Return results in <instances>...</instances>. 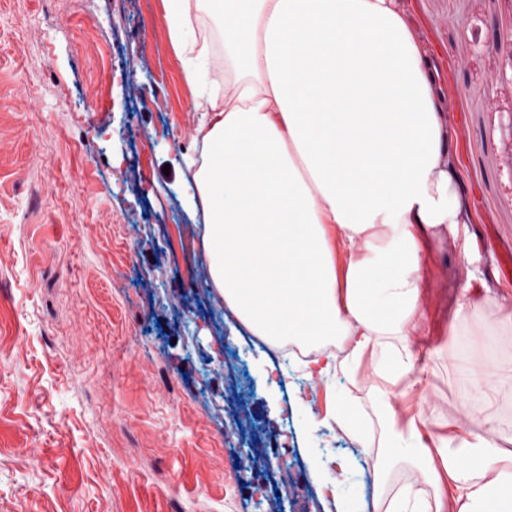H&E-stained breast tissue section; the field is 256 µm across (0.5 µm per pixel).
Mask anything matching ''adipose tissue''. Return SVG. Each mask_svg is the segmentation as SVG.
I'll list each match as a JSON object with an SVG mask.
<instances>
[{
  "instance_id": "1",
  "label": "adipose tissue",
  "mask_w": 512,
  "mask_h": 512,
  "mask_svg": "<svg viewBox=\"0 0 512 512\" xmlns=\"http://www.w3.org/2000/svg\"><path fill=\"white\" fill-rule=\"evenodd\" d=\"M202 119L186 198L225 306L274 347L301 345L328 404L306 419L355 440L366 469L311 460L333 512H512V305L486 291L452 324L463 405L397 415L419 381L422 231L468 223L454 130L409 0H165ZM206 15L208 34L194 22ZM224 63V94L210 90ZM499 379L487 388L485 370ZM379 384L357 397L362 368ZM344 378L346 388L336 387Z\"/></svg>"
}]
</instances>
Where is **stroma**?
<instances>
[{"mask_svg":"<svg viewBox=\"0 0 512 512\" xmlns=\"http://www.w3.org/2000/svg\"><path fill=\"white\" fill-rule=\"evenodd\" d=\"M470 215L423 256L414 338L512 250V0H411ZM201 118L164 0H0V512H324L313 454L358 456L224 307L179 169ZM432 410L461 404L447 356ZM252 456L245 480L237 463Z\"/></svg>","mask_w":512,"mask_h":512,"instance_id":"1","label":"stroma"}]
</instances>
